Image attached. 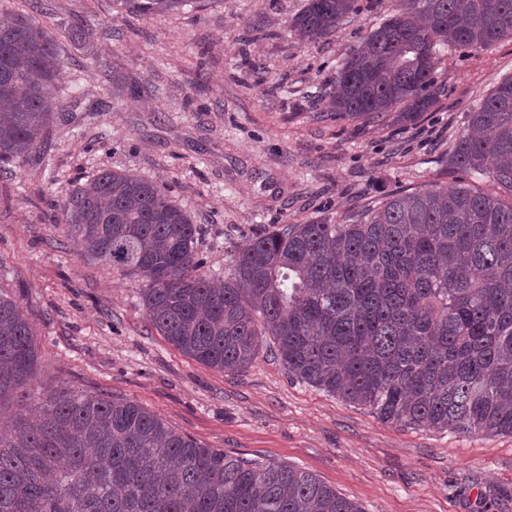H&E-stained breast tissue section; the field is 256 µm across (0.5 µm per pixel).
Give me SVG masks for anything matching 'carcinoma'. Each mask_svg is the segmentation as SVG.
Listing matches in <instances>:
<instances>
[{"mask_svg":"<svg viewBox=\"0 0 512 512\" xmlns=\"http://www.w3.org/2000/svg\"><path fill=\"white\" fill-rule=\"evenodd\" d=\"M131 14L187 0H120ZM336 73L325 112L413 124L438 98L448 50L512 38V0H396ZM359 0H307L299 41L336 32ZM63 74L53 32L0 25V168L41 149ZM448 188L391 192L346 224H286L246 239L217 288L197 226L154 183L104 169L59 206L83 257L145 283L149 325L184 355L235 373L273 344L288 373L383 422L512 435V76L469 113ZM34 330L0 291V512H363L314 475L205 448L139 403L33 384Z\"/></svg>","mask_w":512,"mask_h":512,"instance_id":"1","label":"carcinoma"}]
</instances>
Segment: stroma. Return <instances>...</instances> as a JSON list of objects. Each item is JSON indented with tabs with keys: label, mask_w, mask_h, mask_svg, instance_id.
I'll use <instances>...</instances> for the list:
<instances>
[{
	"label": "stroma",
	"mask_w": 512,
	"mask_h": 512,
	"mask_svg": "<svg viewBox=\"0 0 512 512\" xmlns=\"http://www.w3.org/2000/svg\"><path fill=\"white\" fill-rule=\"evenodd\" d=\"M305 3L200 0L143 19L118 0H0V21L48 13L67 64L40 153L0 170V289L37 334L36 383L136 401L201 446L310 472L364 512H512L511 435L382 422L291 377L269 346L245 371L209 368L148 326L137 279L86 262L56 223L74 186L130 172L192 216L220 284L236 248L272 225L339 224L387 193L452 185L448 151L512 75V39L449 49L420 121L361 125L321 102L394 0L302 43L289 22ZM81 21L90 32L68 39Z\"/></svg>",
	"instance_id": "35a3bbf8"
}]
</instances>
